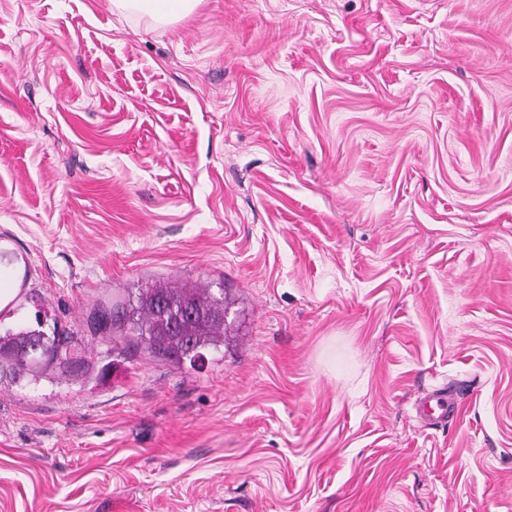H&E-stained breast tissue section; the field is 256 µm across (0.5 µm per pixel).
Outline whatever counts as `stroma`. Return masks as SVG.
<instances>
[{"label":"stroma","instance_id":"obj_1","mask_svg":"<svg viewBox=\"0 0 512 512\" xmlns=\"http://www.w3.org/2000/svg\"><path fill=\"white\" fill-rule=\"evenodd\" d=\"M196 281L202 367L94 327ZM0 282V512H512V0H0ZM124 10H147L156 20L168 21L194 12L201 0H114ZM0 345L16 351L15 356L4 355L0 359L1 378L9 375L12 380H16L25 374H31L36 381L41 370L45 372L69 362L67 342L60 335H54L51 339L36 330L19 333L7 331L3 336L0 334ZM450 399L446 389H434L416 402L417 414L430 424L445 421L454 411L450 408Z\"/></svg>","mask_w":512,"mask_h":512}]
</instances>
